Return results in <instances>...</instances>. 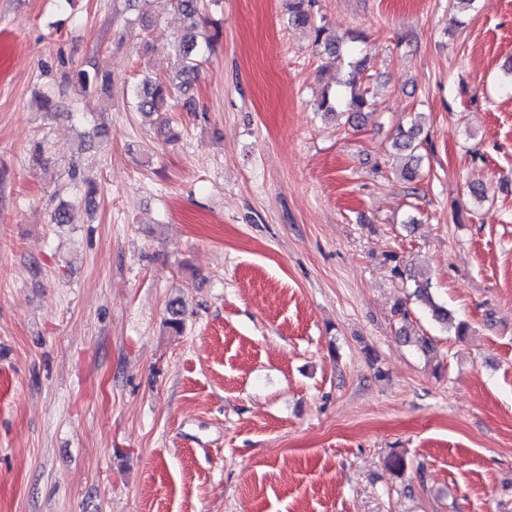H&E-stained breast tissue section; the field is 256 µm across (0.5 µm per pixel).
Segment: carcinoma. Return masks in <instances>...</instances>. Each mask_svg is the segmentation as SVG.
Wrapping results in <instances>:
<instances>
[{
	"label": "carcinoma",
	"instance_id": "cac0c4a2",
	"mask_svg": "<svg viewBox=\"0 0 512 512\" xmlns=\"http://www.w3.org/2000/svg\"><path fill=\"white\" fill-rule=\"evenodd\" d=\"M173 3L174 7L187 20L184 32L177 36L171 44L176 71L165 79L147 77L134 86V104L141 112L160 114L171 111L177 97L185 96L193 89L201 68L202 51L198 28L199 22L204 20L203 0H173ZM288 24L294 28H303L312 32L315 44L323 45L328 51L336 52L341 48V40L336 38L326 25L318 24L313 19L312 0H288ZM364 70V62H354L353 69L344 82L345 91L333 96L324 95L318 104V111L334 112L342 106L345 111L358 117L369 111L368 91L358 86L359 75ZM69 81L86 94L106 85L108 76L100 73L97 69L93 71L79 69L73 72ZM420 134L421 128L414 126L406 131H400L393 141L394 148L407 153L408 161L402 169V177L408 182H415L421 177L422 156L417 153L421 146ZM68 176L73 183L86 185L85 200L92 201L93 196L97 193V187L94 183L84 179L81 169L76 165L71 166ZM73 206L74 203L70 200H59L51 211L50 223H72ZM413 296L431 311L432 316L440 324L446 326L452 322L448 309L435 302L431 293L430 281L417 283Z\"/></svg>",
	"mask_w": 512,
	"mask_h": 512
}]
</instances>
